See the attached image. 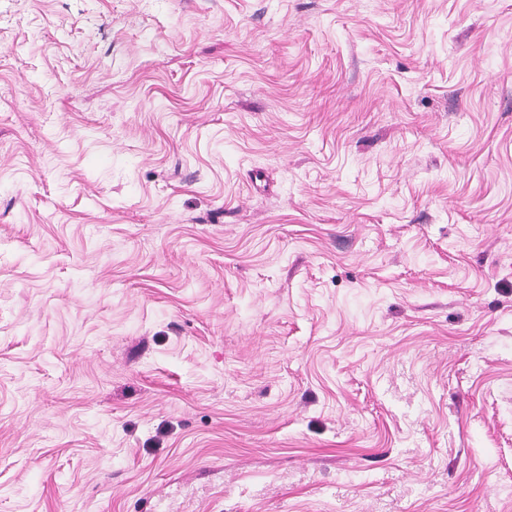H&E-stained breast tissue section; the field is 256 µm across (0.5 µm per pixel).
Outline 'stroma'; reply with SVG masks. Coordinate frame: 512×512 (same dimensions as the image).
Returning a JSON list of instances; mask_svg holds the SVG:
<instances>
[{"label": "stroma", "mask_w": 512, "mask_h": 512, "mask_svg": "<svg viewBox=\"0 0 512 512\" xmlns=\"http://www.w3.org/2000/svg\"><path fill=\"white\" fill-rule=\"evenodd\" d=\"M0 512H512V0H0Z\"/></svg>", "instance_id": "obj_1"}]
</instances>
